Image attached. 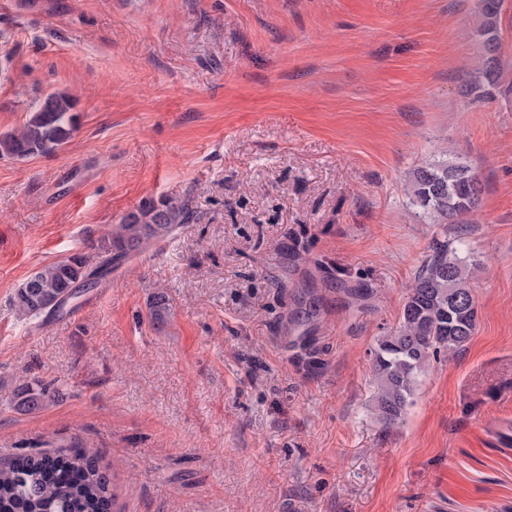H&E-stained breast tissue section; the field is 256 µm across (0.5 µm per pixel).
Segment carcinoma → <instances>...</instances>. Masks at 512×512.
Wrapping results in <instances>:
<instances>
[{"mask_svg":"<svg viewBox=\"0 0 512 512\" xmlns=\"http://www.w3.org/2000/svg\"><path fill=\"white\" fill-rule=\"evenodd\" d=\"M504 2L478 0L477 33L485 59L483 68L472 76L474 92L505 82L499 37ZM76 106L77 100L65 91L46 94L19 128L0 133V158L23 161L55 154L77 128ZM482 192L473 168L461 157L445 153L414 170L409 198L432 224H462L477 211ZM188 219L184 206L173 197L129 212L101 242L106 258L99 266L89 267L84 255L74 253L42 267L20 284L13 296L17 316L31 321L62 314L81 290L112 274V263L173 235ZM477 268L463 248L438 244L414 279L398 325L377 340L372 410L386 426L402 419L430 359L456 354L474 335L477 309L470 281ZM168 310L169 299L156 295L150 304L151 318L160 322ZM61 397L59 389L31 379L15 387L9 407L18 414H32ZM115 500L114 484L98 451L76 441L54 451L23 452L0 462V512H109Z\"/></svg>","mask_w":512,"mask_h":512,"instance_id":"1","label":"carcinoma"}]
</instances>
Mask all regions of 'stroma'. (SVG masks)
Returning a JSON list of instances; mask_svg holds the SVG:
<instances>
[{
    "instance_id": "obj_1",
    "label": "stroma",
    "mask_w": 512,
    "mask_h": 512,
    "mask_svg": "<svg viewBox=\"0 0 512 512\" xmlns=\"http://www.w3.org/2000/svg\"><path fill=\"white\" fill-rule=\"evenodd\" d=\"M476 26L477 0H0V132L54 90L79 114L55 154L0 159V460L80 440L118 512H512V90L467 91ZM445 150L484 184L464 224L409 201ZM163 197L175 236L17 317L30 275L98 265ZM458 239L476 331L385 427L371 351ZM32 378L63 398L17 414Z\"/></svg>"
}]
</instances>
